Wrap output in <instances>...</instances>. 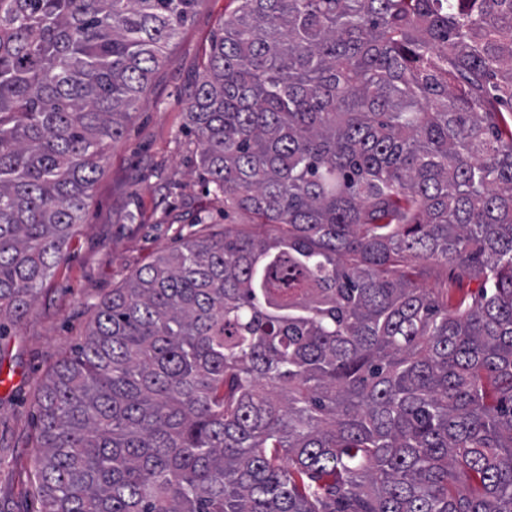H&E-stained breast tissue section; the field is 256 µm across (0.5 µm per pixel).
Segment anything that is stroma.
Segmentation results:
<instances>
[{
  "label": "stroma",
  "mask_w": 512,
  "mask_h": 512,
  "mask_svg": "<svg viewBox=\"0 0 512 512\" xmlns=\"http://www.w3.org/2000/svg\"><path fill=\"white\" fill-rule=\"evenodd\" d=\"M235 7L234 0H198L144 104L110 144L52 278L28 315L0 338V374L11 381L0 387V498L7 512H39L25 475L37 451V401L48 373L83 340L92 306L198 230L193 219L209 201L188 151L185 109Z\"/></svg>",
  "instance_id": "stroma-1"
}]
</instances>
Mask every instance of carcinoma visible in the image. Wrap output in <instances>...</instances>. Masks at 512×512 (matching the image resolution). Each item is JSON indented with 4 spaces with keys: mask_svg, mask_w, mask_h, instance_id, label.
Masks as SVG:
<instances>
[{
    "mask_svg": "<svg viewBox=\"0 0 512 512\" xmlns=\"http://www.w3.org/2000/svg\"><path fill=\"white\" fill-rule=\"evenodd\" d=\"M186 107L223 212L41 389L40 512H512V0H237ZM196 0H0V337ZM455 264L478 290L419 279Z\"/></svg>",
    "mask_w": 512,
    "mask_h": 512,
    "instance_id": "carcinoma-1",
    "label": "carcinoma"
}]
</instances>
